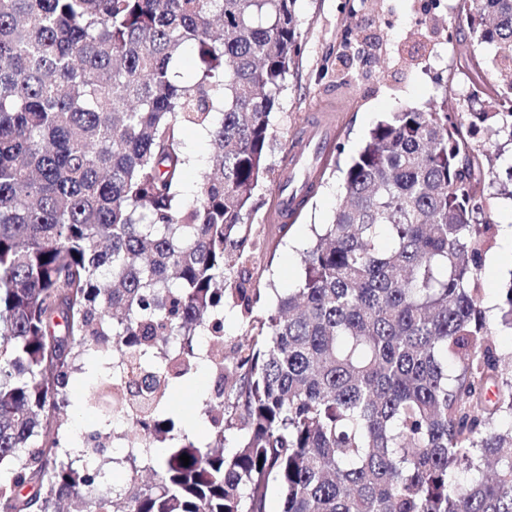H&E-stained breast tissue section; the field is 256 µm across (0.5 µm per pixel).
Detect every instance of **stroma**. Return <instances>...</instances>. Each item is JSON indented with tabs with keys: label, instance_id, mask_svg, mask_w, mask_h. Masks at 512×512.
<instances>
[{
	"label": "stroma",
	"instance_id": "obj_1",
	"mask_svg": "<svg viewBox=\"0 0 512 512\" xmlns=\"http://www.w3.org/2000/svg\"><path fill=\"white\" fill-rule=\"evenodd\" d=\"M456 6L457 0H296L302 53L271 116L272 172L257 188L247 218L251 236L264 242L248 267L264 294L262 309L275 307L279 296L302 278L299 253L310 244L315 228L332 223L343 173L377 122L394 112L425 108L445 95L467 110L471 83L460 67L456 42L472 34ZM321 114L337 123L334 146L291 230L283 234L276 220L275 189ZM182 146L194 161L183 179V192L190 198L207 164L210 142L201 129L188 128ZM511 279L512 251L497 243L482 270L487 298L497 299ZM215 384L206 366L176 382L171 411L187 434L207 435L200 401Z\"/></svg>",
	"mask_w": 512,
	"mask_h": 512
}]
</instances>
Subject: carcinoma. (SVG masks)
Listing matches in <instances>:
<instances>
[{
  "mask_svg": "<svg viewBox=\"0 0 512 512\" xmlns=\"http://www.w3.org/2000/svg\"><path fill=\"white\" fill-rule=\"evenodd\" d=\"M458 2L512 72V0ZM294 4L0 0V512H266L272 488L282 512H512V281L484 306L499 174L474 142L512 143V84L475 83L491 112L442 98L378 122L304 277L260 315L245 219L301 54ZM187 127L211 145L189 201ZM90 359L96 462L61 420ZM202 362L222 375L191 438L169 405ZM115 418L155 482L104 483Z\"/></svg>",
  "mask_w": 512,
  "mask_h": 512,
  "instance_id": "1",
  "label": "carcinoma"
}]
</instances>
